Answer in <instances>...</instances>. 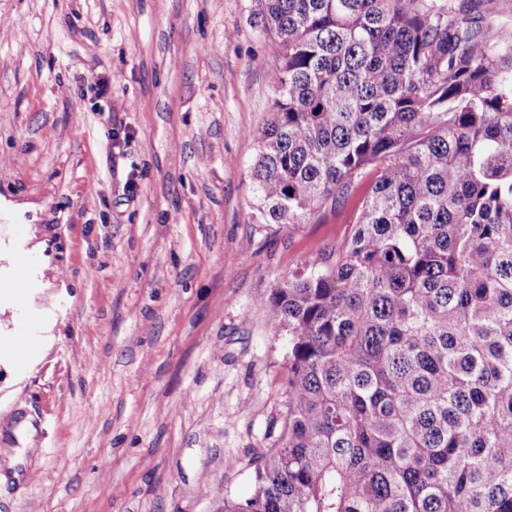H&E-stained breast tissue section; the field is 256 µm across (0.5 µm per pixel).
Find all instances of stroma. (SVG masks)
I'll return each instance as SVG.
<instances>
[{
    "label": "stroma",
    "instance_id": "35a3bbf8",
    "mask_svg": "<svg viewBox=\"0 0 512 512\" xmlns=\"http://www.w3.org/2000/svg\"><path fill=\"white\" fill-rule=\"evenodd\" d=\"M256 10L0 0V512H224L277 446L290 341L266 301L335 264L373 177L256 222L278 63Z\"/></svg>",
    "mask_w": 512,
    "mask_h": 512
}]
</instances>
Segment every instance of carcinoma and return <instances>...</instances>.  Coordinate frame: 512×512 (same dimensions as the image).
Segmentation results:
<instances>
[{
    "label": "carcinoma",
    "instance_id": "cac0c4a2",
    "mask_svg": "<svg viewBox=\"0 0 512 512\" xmlns=\"http://www.w3.org/2000/svg\"><path fill=\"white\" fill-rule=\"evenodd\" d=\"M279 47L260 224L375 178L332 266L271 289L278 447L224 512H512V32L472 0H258Z\"/></svg>",
    "mask_w": 512,
    "mask_h": 512
}]
</instances>
